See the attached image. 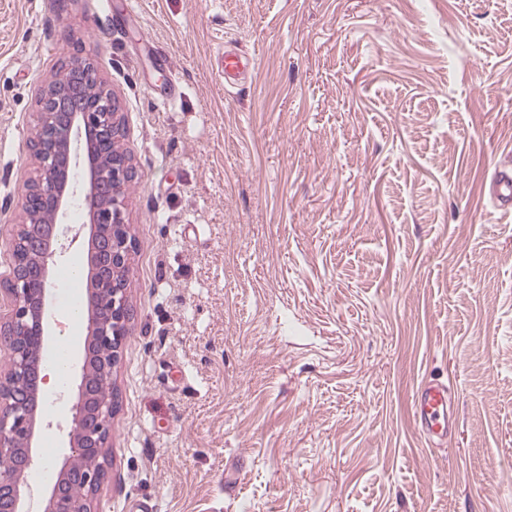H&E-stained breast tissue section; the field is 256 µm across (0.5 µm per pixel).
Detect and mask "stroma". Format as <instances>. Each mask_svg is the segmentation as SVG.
Segmentation results:
<instances>
[{"mask_svg":"<svg viewBox=\"0 0 512 512\" xmlns=\"http://www.w3.org/2000/svg\"><path fill=\"white\" fill-rule=\"evenodd\" d=\"M0 0V276L41 88L124 119L133 311L92 512H512V0ZM249 61L225 84L221 55ZM50 271L53 335L73 216ZM447 381L444 445L410 411ZM32 469L65 453L44 389ZM489 191L498 203V207L504 211L512 210V177L502 174L493 180Z\"/></svg>","mask_w":512,"mask_h":512,"instance_id":"obj_1","label":"stroma"}]
</instances>
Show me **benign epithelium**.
I'll use <instances>...</instances> for the list:
<instances>
[{"instance_id":"1","label":"benign epithelium","mask_w":512,"mask_h":512,"mask_svg":"<svg viewBox=\"0 0 512 512\" xmlns=\"http://www.w3.org/2000/svg\"><path fill=\"white\" fill-rule=\"evenodd\" d=\"M121 133L118 104L93 62L72 57L65 74L51 81L38 99L27 139L35 175L23 184L24 219L9 238L12 248L23 243L27 261L13 262L0 283V297L8 300V312L0 313V351L8 357L0 370V512H25L23 477L32 465L40 366L52 320L49 268L65 249L57 224L78 195L68 178L70 164L91 158L95 150L99 161L83 181L91 288L80 323L81 374L69 395V453L48 491L44 512H90L89 497L104 480L96 460L112 435V376L132 317L127 283L134 242L125 222L124 196L132 171Z\"/></svg>"}]
</instances>
